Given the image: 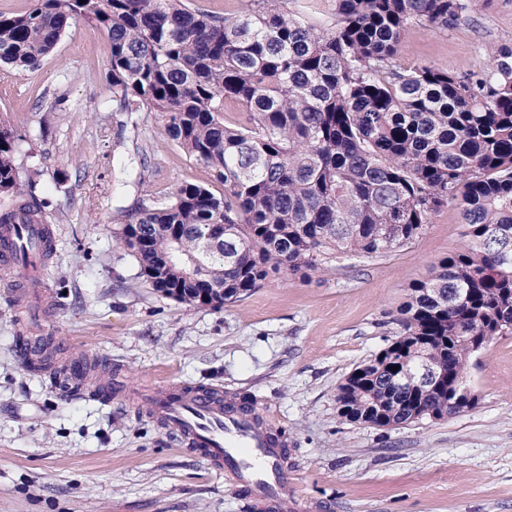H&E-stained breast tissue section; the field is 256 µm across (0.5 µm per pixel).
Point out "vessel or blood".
Segmentation results:
<instances>
[{"label": "vessel or blood", "instance_id": "b4317fda", "mask_svg": "<svg viewBox=\"0 0 512 512\" xmlns=\"http://www.w3.org/2000/svg\"><path fill=\"white\" fill-rule=\"evenodd\" d=\"M147 400L151 418L246 494L254 512H305L304 499L288 489V439L273 416L257 420L225 405L214 389L180 383L151 389Z\"/></svg>", "mask_w": 512, "mask_h": 512}]
</instances>
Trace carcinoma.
Listing matches in <instances>:
<instances>
[{
  "mask_svg": "<svg viewBox=\"0 0 512 512\" xmlns=\"http://www.w3.org/2000/svg\"><path fill=\"white\" fill-rule=\"evenodd\" d=\"M470 2L336 0L328 24L288 0L230 17L189 0H32L0 12V63L33 69L71 25L96 24L111 42L112 111L160 113L168 139L215 173L219 196L184 184L122 210L140 276L181 303L209 305L202 294L222 288L221 307L272 273L388 254L456 207L468 244L409 285L393 341L337 389L340 417L390 428L476 406L468 337L512 335V48L460 74L395 62L409 25L444 29ZM230 102L245 122L224 123ZM16 151L1 122L0 225L50 224ZM423 364L440 379L404 384L400 371Z\"/></svg>",
  "mask_w": 512,
  "mask_h": 512,
  "instance_id": "obj_1",
  "label": "carcinoma"
}]
</instances>
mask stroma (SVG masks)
I'll use <instances>...</instances> for the list:
<instances>
[{
	"label": "stroma",
	"instance_id": "obj_1",
	"mask_svg": "<svg viewBox=\"0 0 512 512\" xmlns=\"http://www.w3.org/2000/svg\"><path fill=\"white\" fill-rule=\"evenodd\" d=\"M503 45L512 0H475L448 28L410 27L397 61L464 72ZM110 65L107 35L84 22L37 68L0 65V121L19 138L21 179L56 215L49 301L23 329L105 363L124 386L207 385L256 402L288 438L308 512H512V336L472 357L479 402L454 418L379 429L337 413L339 384L392 340L409 284L465 246L458 210L386 255L307 278L282 271L231 305L163 297L117 241L119 210L186 182L221 186L166 137L160 113L113 111ZM15 283L0 269V512H251L150 419L147 401L66 397L23 366Z\"/></svg>",
	"mask_w": 512,
	"mask_h": 512
}]
</instances>
